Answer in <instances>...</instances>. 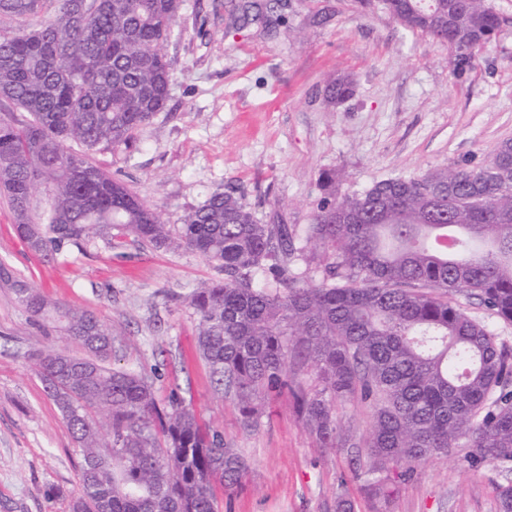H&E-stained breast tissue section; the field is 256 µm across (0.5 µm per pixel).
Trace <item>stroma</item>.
Returning a JSON list of instances; mask_svg holds the SVG:
<instances>
[{
  "mask_svg": "<svg viewBox=\"0 0 512 512\" xmlns=\"http://www.w3.org/2000/svg\"><path fill=\"white\" fill-rule=\"evenodd\" d=\"M165 53L166 109L129 146L94 158L174 226L221 191L259 223L299 230L328 195L476 166L512 141V25L458 76L454 49L406 31L378 0H182ZM343 74L356 93L330 103L326 83ZM11 224L0 197V262L94 311L116 335L117 366L153 381L160 399L177 395L246 459L243 486L220 496V512H336L341 497L353 512H497L512 470L470 466L464 446L422 461L388 505L369 498L358 472L371 408L360 400L338 405L336 448L319 447L287 398L245 420L192 351L189 296L221 277L195 253L111 248L96 236L43 262ZM50 346L80 352L0 283V512H68L78 490L79 448L29 358Z\"/></svg>",
  "mask_w": 512,
  "mask_h": 512,
  "instance_id": "1",
  "label": "stroma"
}]
</instances>
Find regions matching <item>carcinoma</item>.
Listing matches in <instances>:
<instances>
[{
    "label": "carcinoma",
    "mask_w": 512,
    "mask_h": 512,
    "mask_svg": "<svg viewBox=\"0 0 512 512\" xmlns=\"http://www.w3.org/2000/svg\"><path fill=\"white\" fill-rule=\"evenodd\" d=\"M404 29L453 47L457 69L511 23L488 0H382ZM181 0H0V195L19 241L50 259L103 235L119 246L188 250L224 277L197 288L196 352L217 390L254 420L291 397L323 448L341 441L336 405L368 403V494L387 504L396 479L466 439L474 458L512 463V352L454 303L474 298L512 323V141L475 167L387 178L318 205L291 269L286 224H261L237 197L213 192L176 230L92 159L128 144L163 111L172 73L163 47ZM327 98L354 93L348 75ZM31 320L60 329L85 356L48 348L33 365L82 452L69 512H219L245 460L180 400L112 366L114 332L65 308L0 265ZM310 370L316 385L300 380Z\"/></svg>",
    "instance_id": "cac0c4a2"
}]
</instances>
